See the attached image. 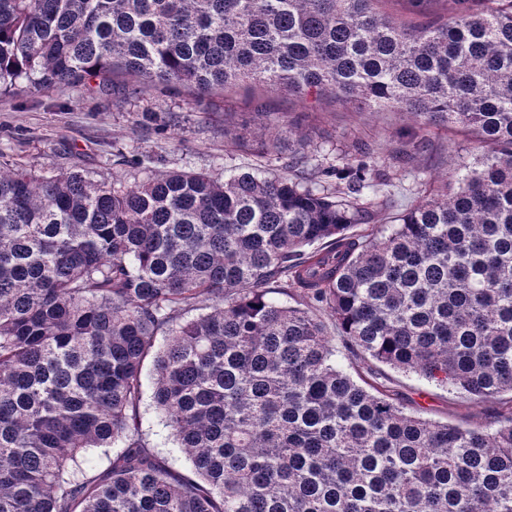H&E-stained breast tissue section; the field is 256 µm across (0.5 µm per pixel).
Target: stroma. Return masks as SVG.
Instances as JSON below:
<instances>
[{
  "label": "stroma",
  "instance_id": "35a3bbf8",
  "mask_svg": "<svg viewBox=\"0 0 512 512\" xmlns=\"http://www.w3.org/2000/svg\"><path fill=\"white\" fill-rule=\"evenodd\" d=\"M288 126L294 134L270 146L272 133ZM302 138L311 142V165L366 161L371 173L391 178L405 202L420 200L423 182L452 173L472 146L464 136L421 129L402 112H369L330 99L311 104L263 89L200 101L185 90L152 85L109 96L93 89L0 96V156L39 171L88 170L130 183L173 169L224 177L256 166L272 177L286 174ZM117 148L133 165L113 166ZM390 377L426 417L442 423L479 422L492 407L413 375L394 371Z\"/></svg>",
  "mask_w": 512,
  "mask_h": 512
}]
</instances>
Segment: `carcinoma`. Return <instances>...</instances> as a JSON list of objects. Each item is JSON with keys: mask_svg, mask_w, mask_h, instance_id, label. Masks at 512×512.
Instances as JSON below:
<instances>
[{"mask_svg": "<svg viewBox=\"0 0 512 512\" xmlns=\"http://www.w3.org/2000/svg\"><path fill=\"white\" fill-rule=\"evenodd\" d=\"M387 3L0 0V96L269 89L477 144L399 213L304 140L277 177L0 166V512H512V0ZM383 365L498 406L432 420ZM148 368L146 370V393L144 397V404L141 408L142 415V430L144 434L147 436V439L150 440L151 443H160L163 441L165 430L164 426L161 422L160 416L154 411L151 404V381L148 380Z\"/></svg>", "mask_w": 512, "mask_h": 512, "instance_id": "cac0c4a2", "label": "carcinoma"}]
</instances>
